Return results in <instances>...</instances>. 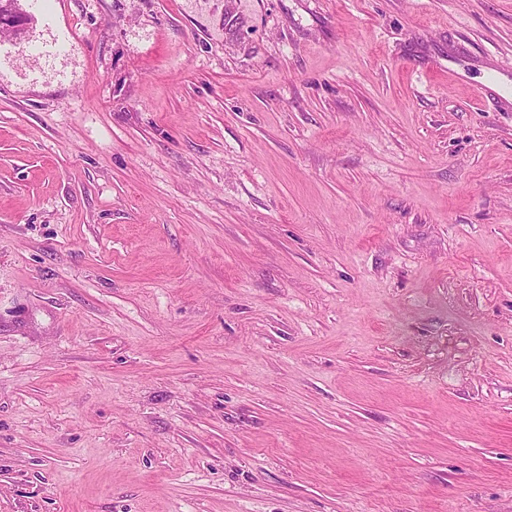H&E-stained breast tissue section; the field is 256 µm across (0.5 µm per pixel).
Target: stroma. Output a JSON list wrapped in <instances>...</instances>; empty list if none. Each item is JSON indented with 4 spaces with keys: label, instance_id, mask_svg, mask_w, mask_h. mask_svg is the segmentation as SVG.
Instances as JSON below:
<instances>
[{
    "label": "stroma",
    "instance_id": "obj_1",
    "mask_svg": "<svg viewBox=\"0 0 512 512\" xmlns=\"http://www.w3.org/2000/svg\"><path fill=\"white\" fill-rule=\"evenodd\" d=\"M14 7L0 512H512V0Z\"/></svg>",
    "mask_w": 512,
    "mask_h": 512
}]
</instances>
